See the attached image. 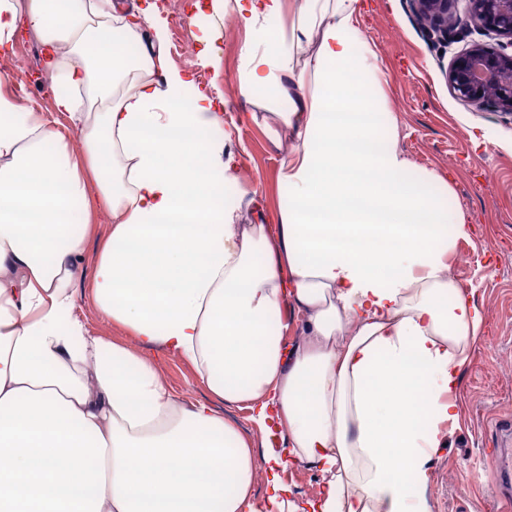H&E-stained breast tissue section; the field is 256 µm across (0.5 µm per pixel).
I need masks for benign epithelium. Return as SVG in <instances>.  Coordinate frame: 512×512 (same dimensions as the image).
<instances>
[{
  "instance_id": "1",
  "label": "benign epithelium",
  "mask_w": 512,
  "mask_h": 512,
  "mask_svg": "<svg viewBox=\"0 0 512 512\" xmlns=\"http://www.w3.org/2000/svg\"><path fill=\"white\" fill-rule=\"evenodd\" d=\"M430 39L448 45L471 30L494 35L495 47L475 41L456 55L448 84L457 98L512 116V0H410Z\"/></svg>"
}]
</instances>
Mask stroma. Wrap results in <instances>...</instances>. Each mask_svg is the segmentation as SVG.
Returning <instances> with one entry per match:
<instances>
[{"mask_svg": "<svg viewBox=\"0 0 512 512\" xmlns=\"http://www.w3.org/2000/svg\"><path fill=\"white\" fill-rule=\"evenodd\" d=\"M364 29L378 53L385 73L387 107L399 124L400 145L420 168L445 170L452 175L449 213L464 212L474 233L458 240L451 262L452 275L462 286L475 289L483 307L486 327L476 343L473 363L457 392L460 428L446 453L433 463L430 488L433 512H486L495 484L484 461L496 419L512 416V120L501 113L476 108L456 98L448 88L445 71L453 54L434 47L410 12L406 0H366ZM190 43L204 33H220L215 64L201 65L196 53L171 56L175 68L194 73L201 87L222 94L225 121H239L236 152L244 189L256 192L257 205L243 211L245 224L270 222L280 202L278 170L282 158L263 127L240 122L244 112H264L265 99L250 96L239 83L245 29L234 13H203L185 19ZM24 59L28 76L15 80L9 91L24 105L52 113L50 79L43 74V47L35 34H21L8 55H0V71L11 70ZM112 218L96 210L91 218L89 242L82 261V283L77 310L89 329L121 341L127 331L103 319L95 310L90 285L100 242ZM161 376L178 395L212 400L193 365L166 359Z\"/></svg>", "mask_w": 512, "mask_h": 512, "instance_id": "35a3bbf8", "label": "stroma"}]
</instances>
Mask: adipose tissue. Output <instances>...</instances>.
<instances>
[{"label":"adipose tissue","instance_id":"adipose-tissue-1","mask_svg":"<svg viewBox=\"0 0 512 512\" xmlns=\"http://www.w3.org/2000/svg\"><path fill=\"white\" fill-rule=\"evenodd\" d=\"M213 2L249 34V94L288 101L247 116L292 143L271 224L225 207L233 132L171 66L152 0L129 16L0 0V50L20 26L38 36L66 118L19 104L0 72V512H433L432 462L485 323L450 273L467 218L399 146L361 0H300L288 27L270 23L282 0ZM100 205L93 303L124 342L75 312ZM149 349L188 360L254 433L175 396ZM292 467L316 470L314 497L295 495Z\"/></svg>","mask_w":512,"mask_h":512}]
</instances>
